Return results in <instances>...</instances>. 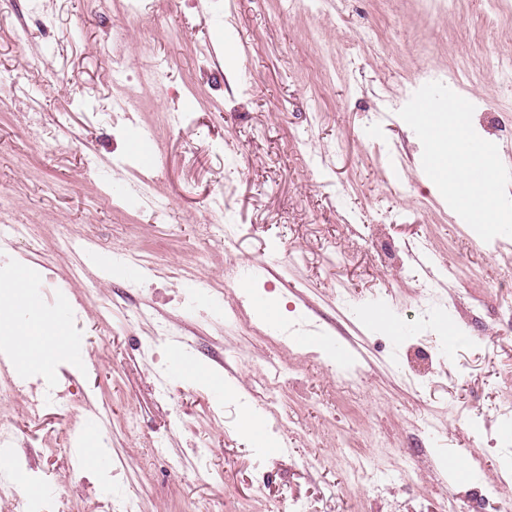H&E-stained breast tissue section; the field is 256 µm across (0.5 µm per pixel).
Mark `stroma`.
Returning <instances> with one entry per match:
<instances>
[{
    "label": "stroma",
    "mask_w": 512,
    "mask_h": 512,
    "mask_svg": "<svg viewBox=\"0 0 512 512\" xmlns=\"http://www.w3.org/2000/svg\"><path fill=\"white\" fill-rule=\"evenodd\" d=\"M123 2L0 10V222L38 239L0 247V281L39 285L42 311L82 339L4 371L56 381L76 402L27 386L0 405L26 460L0 512L46 492L57 512H110L116 496L140 512H445L451 500L498 512L480 494L498 485L512 498V422L499 411L512 397V240L453 212L445 177L421 165L414 110L428 87L465 100L512 186V80L497 76L512 58V0L493 21L488 0H323L313 12L154 0L135 18ZM473 56L483 77L458 81ZM117 59L130 80L146 67L162 77L132 112L112 106ZM138 128L164 158L156 210L128 200L145 168ZM218 196L229 244L209 234ZM416 241L425 270L451 266L455 279L428 293L410 278L404 246ZM132 252L145 262L135 271ZM221 298L238 319L214 314ZM142 306L177 324L182 344L154 339ZM280 370L292 388L265 390ZM247 413L263 438L240 431ZM358 457L383 471L377 488L352 478Z\"/></svg>",
    "instance_id": "1"
}]
</instances>
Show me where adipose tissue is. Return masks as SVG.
Returning <instances> with one entry per match:
<instances>
[{"mask_svg":"<svg viewBox=\"0 0 512 512\" xmlns=\"http://www.w3.org/2000/svg\"><path fill=\"white\" fill-rule=\"evenodd\" d=\"M448 114L445 123H436L431 115H423L426 145L424 159L429 166L442 170L448 176V195L456 204L458 213L469 224H502L499 201L506 186L500 180L493 162L492 148L483 154L469 157L462 154L459 144L470 134L465 123L466 105L457 97H449L444 105ZM25 344L23 362L39 363L66 351L68 338L57 319L48 323L14 322L0 334V344Z\"/></svg>","mask_w":512,"mask_h":512,"instance_id":"obj_1","label":"adipose tissue"}]
</instances>
